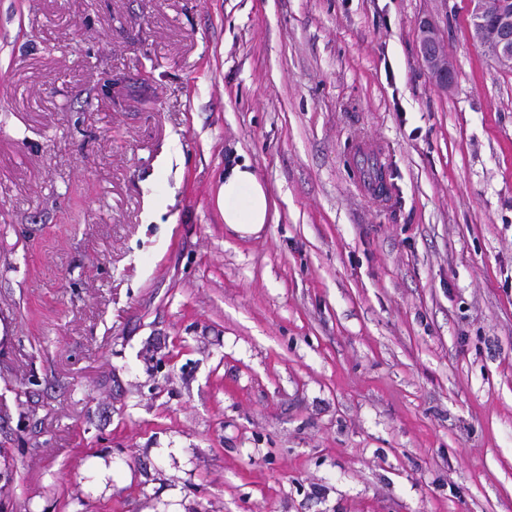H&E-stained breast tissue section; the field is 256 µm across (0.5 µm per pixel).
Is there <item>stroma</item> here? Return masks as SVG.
I'll use <instances>...</instances> for the list:
<instances>
[{
    "mask_svg": "<svg viewBox=\"0 0 512 512\" xmlns=\"http://www.w3.org/2000/svg\"><path fill=\"white\" fill-rule=\"evenodd\" d=\"M471 8L0 0V512H512V65ZM419 32L421 57L432 79L438 87L450 88L455 82L456 73L437 33L427 20L420 22ZM217 203L224 222L241 234H253L267 224L269 197L249 162L236 163L224 173Z\"/></svg>",
    "mask_w": 512,
    "mask_h": 512,
    "instance_id": "35a3bbf8",
    "label": "stroma"
}]
</instances>
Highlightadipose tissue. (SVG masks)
<instances>
[{"mask_svg": "<svg viewBox=\"0 0 512 512\" xmlns=\"http://www.w3.org/2000/svg\"><path fill=\"white\" fill-rule=\"evenodd\" d=\"M217 203L225 224L238 233H256L268 221L269 197L249 162L227 169Z\"/></svg>", "mask_w": 512, "mask_h": 512, "instance_id": "1", "label": "adipose tissue"}]
</instances>
